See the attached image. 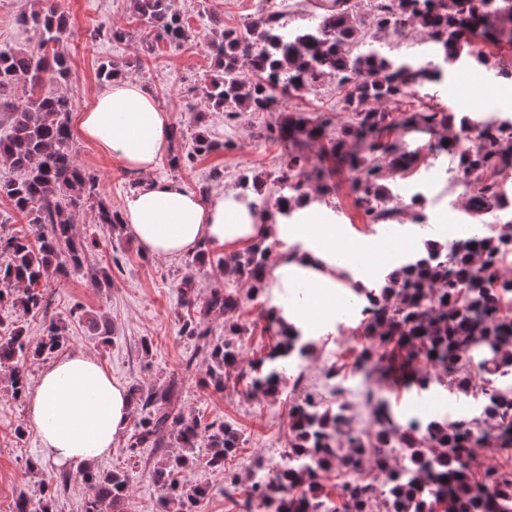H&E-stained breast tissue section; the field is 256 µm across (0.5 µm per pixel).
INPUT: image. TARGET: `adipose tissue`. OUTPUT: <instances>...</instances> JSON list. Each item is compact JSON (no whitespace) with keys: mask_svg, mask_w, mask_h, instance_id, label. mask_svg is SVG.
Returning <instances> with one entry per match:
<instances>
[{"mask_svg":"<svg viewBox=\"0 0 512 512\" xmlns=\"http://www.w3.org/2000/svg\"><path fill=\"white\" fill-rule=\"evenodd\" d=\"M172 122L142 83L112 80L93 96L78 116V132L117 157L144 178L124 199L122 217L144 253L176 257L200 244L237 247L275 236L288 255L265 277L273 294L303 286L311 291L299 309L284 310L282 322L307 336L324 335L336 310L342 285L372 287L378 276L371 256L375 244L362 245L365 261H336L338 230L326 210L301 202L288 224H264L251 197L218 191L201 198L181 182L155 177L154 171L169 145ZM347 278H336L337 270ZM129 412L126 390L113 382L93 356L74 351L58 357L42 371L28 398V421L40 444L61 467L85 464L110 455Z\"/></svg>","mask_w":512,"mask_h":512,"instance_id":"obj_1","label":"adipose tissue"}]
</instances>
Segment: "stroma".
<instances>
[{
    "label": "stroma",
    "mask_w": 512,
    "mask_h": 512,
    "mask_svg": "<svg viewBox=\"0 0 512 512\" xmlns=\"http://www.w3.org/2000/svg\"><path fill=\"white\" fill-rule=\"evenodd\" d=\"M30 0H0V51L33 49L37 40L33 33L19 26L17 14L29 6ZM59 8L70 21L62 49L69 58L73 77V110L80 113L89 105L92 94L100 88L98 72L110 62L127 64V78L137 80L154 94L159 106L170 112L174 125L184 131L178 148L189 151L197 131H205L211 138L223 142L226 148L198 161L194 167H171L168 159H161L155 174L183 183L191 191L209 185L211 191L240 189L241 178L259 173L276 175L288 161L284 142L269 138V130L278 124V112H207L204 125H197L196 113L205 107L199 91L207 74L214 68L208 54L205 38L208 19L216 17L221 26L241 28L254 18L259 9L258 0H174V8L189 22L193 32L187 40L173 44L157 37L150 27L129 12L128 0H58ZM119 26L127 30L123 40L93 38L94 29ZM154 49L144 53V42ZM512 87V81L495 72L472 67L464 74L427 85L422 94L425 101L452 109L465 115L475 108L490 112L504 110L503 94ZM344 92L334 78H325L310 93L295 102L287 103V110L301 108L309 112H335L337 123H344L341 112ZM74 150L81 166L98 178L100 199L112 208H120L130 193L133 175L124 165L99 146L75 138ZM448 156L433 157L422 153L414 169L396 176L397 188L419 181L428 198L426 211L435 227L436 237L448 233L446 216L450 200L465 204L461 189H449ZM334 187L324 202L333 223L344 225L345 237L340 247H347L360 239H367L388 248L397 243L419 246L418 235L405 233L403 225L392 231H383L371 224L363 210L354 202L351 175L336 170L330 177ZM74 238L84 247V270L78 274L53 278L47 282V310L16 317L10 309L0 310V320L11 323L18 320L26 328V339L36 342L52 319H65L68 325L65 351H83L95 356L124 388L149 390L164 385L169 377L182 374L183 385L179 408L184 417H199L206 422H228L242 434V444L236 454L227 460L228 469L245 472L252 459L264 453L269 443L287 445L290 428L288 416L292 402L290 385H282L278 398L246 395L244 385L226 384L218 390L207 376L208 361L198 356L197 367L183 373L182 362L192 353L193 345L180 334V325L187 309L180 300L177 285L185 272L186 257L157 258L143 254L129 231L113 232L108 226L96 224L92 209H84L74 218ZM106 271L107 284L95 288L90 274ZM233 290L243 301L238 311L240 321L254 324L252 335L240 341L241 363H249L263 355L274 341L264 333L265 299L247 300V283L234 285ZM103 317L109 324L111 336L102 340L87 325L74 317L75 307ZM149 341L150 352H143L142 341ZM431 390L413 387L401 393L400 409L420 413L421 416L475 415L472 402L454 398L444 407L431 404ZM26 398L12 394L9 373L0 370V512H12L19 497L39 501L40 478L26 471V462L38 458L43 474L57 481V492L49 512H83V504L90 495L81 482L77 467L60 469L42 448L34 428L26 416ZM125 438H118L109 456L99 460L104 470H128L129 497L126 512H157L160 492L150 478V470L159 454L155 449L142 448L137 453L136 465H129ZM196 462L188 470V480L206 485L209 493L202 512H234L233 503L224 497V476L212 472L205 464V448L195 451Z\"/></svg>",
    "instance_id": "stroma-1"
}]
</instances>
